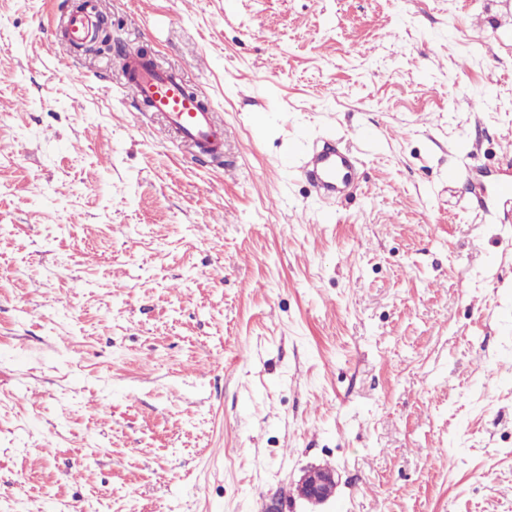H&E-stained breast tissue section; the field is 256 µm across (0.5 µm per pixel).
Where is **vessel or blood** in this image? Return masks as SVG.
<instances>
[{"mask_svg":"<svg viewBox=\"0 0 512 512\" xmlns=\"http://www.w3.org/2000/svg\"><path fill=\"white\" fill-rule=\"evenodd\" d=\"M98 24L94 8L73 11L67 16L65 36L71 42L87 39ZM122 69L132 99L145 111L160 116L182 142L195 149L198 158L223 154L224 135L213 110L202 104L178 71L160 67L136 50L127 53ZM304 174L316 195L329 202L348 196L360 182L356 158L332 139L308 152Z\"/></svg>","mask_w":512,"mask_h":512,"instance_id":"obj_1","label":"vessel or blood"}]
</instances>
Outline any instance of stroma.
Wrapping results in <instances>:
<instances>
[{"label":"stroma","instance_id":"obj_1","mask_svg":"<svg viewBox=\"0 0 512 512\" xmlns=\"http://www.w3.org/2000/svg\"><path fill=\"white\" fill-rule=\"evenodd\" d=\"M80 2L0 0V512H512V0H94L108 55ZM99 24V16L93 7H85L68 14L65 36L68 41H81L91 37ZM125 85L145 112L160 116L175 135L191 145L199 159L224 153V135L218 130L215 112L203 105L176 70L162 68L137 50L123 60ZM304 174L316 195L329 202L348 196L358 186L361 175L351 151L332 139L308 152ZM336 470L330 467H311L298 484V493L305 500L319 504L327 501L336 490Z\"/></svg>","mask_w":512,"mask_h":512}]
</instances>
